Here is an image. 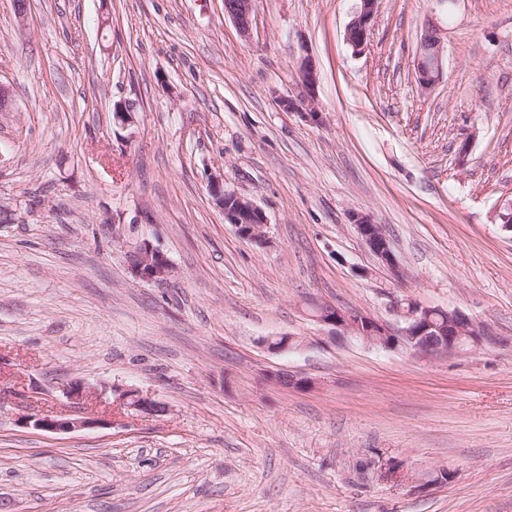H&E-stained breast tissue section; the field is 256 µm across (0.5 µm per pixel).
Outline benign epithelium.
Here are the masks:
<instances>
[{
  "label": "benign epithelium",
  "instance_id": "obj_1",
  "mask_svg": "<svg viewBox=\"0 0 512 512\" xmlns=\"http://www.w3.org/2000/svg\"><path fill=\"white\" fill-rule=\"evenodd\" d=\"M256 0H226L224 12L239 32L246 36L252 26ZM378 0H359L357 9L347 24L344 39L355 53H361L367 42L369 28L375 18ZM417 84L420 91L433 90L444 75V32L437 26L425 31L416 52ZM300 77L308 89H313L318 80L317 67L309 55L300 60ZM288 109L298 111L301 118L312 124L322 122V112L314 96L297 103L291 99L282 100ZM209 192L217 208L224 213V223L235 227L237 234L248 241L265 240L267 218L265 213L252 201L224 189L219 177L211 179ZM350 220L379 263L400 280L405 272L394 253L382 225L373 221L370 215L354 212ZM129 270L137 278L151 281L169 276L171 264L167 257L152 245L144 242L137 246L129 258ZM390 309L399 319L401 326L394 327L357 311L345 310L334 305H321L313 318L319 323L333 327L343 337H349L368 347L396 350L406 348L421 356L462 352L469 348L483 347L492 340L483 323L457 310L426 307L407 299L391 301ZM127 407L146 415H156L165 410L161 403L129 389L119 395ZM26 423L48 432H72L89 424V420L78 418H56L50 415L30 416Z\"/></svg>",
  "mask_w": 512,
  "mask_h": 512
}]
</instances>
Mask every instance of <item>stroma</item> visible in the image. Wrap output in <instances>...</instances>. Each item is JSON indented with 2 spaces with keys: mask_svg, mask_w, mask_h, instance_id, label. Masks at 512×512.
I'll use <instances>...</instances> for the list:
<instances>
[{
  "mask_svg": "<svg viewBox=\"0 0 512 512\" xmlns=\"http://www.w3.org/2000/svg\"><path fill=\"white\" fill-rule=\"evenodd\" d=\"M29 3L22 23L0 0V512H512V0H380L359 54L357 0H256L246 36L224 0ZM431 24L444 77L424 94ZM306 53L320 125L281 103ZM214 176L264 211L265 244L225 223ZM144 241L166 279L130 273ZM406 298L495 341L423 357L312 318L391 323ZM130 388L165 412L120 404ZM389 460L408 481L380 478ZM434 26L420 38L416 52L417 84L424 93L432 91L444 75V32ZM350 220L356 226L364 244L379 263L389 269L396 279H403L405 272L383 231L382 225L376 224L370 215L363 212H353L350 215ZM26 422L27 424L33 422V426L35 428L54 433L72 432L90 423L88 419L83 417L56 418L50 415H43L40 417L29 416Z\"/></svg>",
  "mask_w": 512,
  "mask_h": 512,
  "instance_id": "stroma-1",
  "label": "stroma"
}]
</instances>
